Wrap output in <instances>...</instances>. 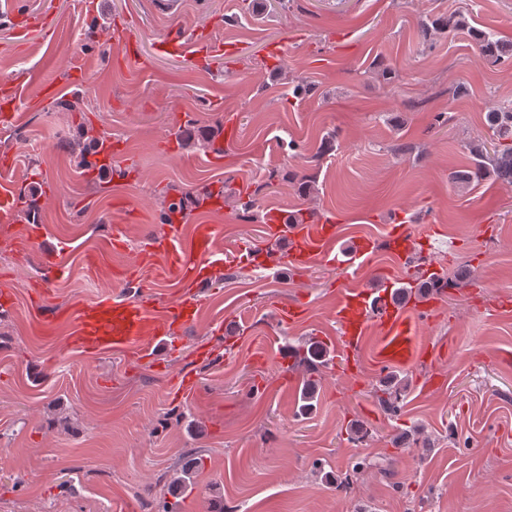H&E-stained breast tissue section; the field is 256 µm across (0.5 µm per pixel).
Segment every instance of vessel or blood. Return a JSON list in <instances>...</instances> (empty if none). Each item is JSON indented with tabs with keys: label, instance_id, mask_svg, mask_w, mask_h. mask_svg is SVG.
<instances>
[{
	"label": "vessel or blood",
	"instance_id": "vessel-or-blood-1",
	"mask_svg": "<svg viewBox=\"0 0 512 512\" xmlns=\"http://www.w3.org/2000/svg\"><path fill=\"white\" fill-rule=\"evenodd\" d=\"M158 50L178 58L185 66L203 68L210 65L215 46L205 27L200 26L183 36H164ZM267 231L271 239L287 242L288 266L293 270L308 268L329 256L336 240L335 225L325 221L292 224L284 213L272 214ZM215 236L212 224L195 225L188 233L179 224L166 225L155 236L152 250L141 254L138 276L154 272L194 288L211 283L224 265L213 250ZM419 241V235L406 224L391 226L388 232L390 251L401 261L413 255ZM437 303V298L428 296L403 304L388 289L376 294L367 289H346L336 305L342 373L349 378L357 374L358 350L372 327L381 335L380 366L412 363L420 353L418 330L432 322ZM196 310L192 296L158 308L154 293L147 288L120 301L105 294L63 311L45 312L39 301L31 305L43 328L69 325L66 344L70 348L88 353L112 349L145 360L153 359L155 344L178 342Z\"/></svg>",
	"mask_w": 512,
	"mask_h": 512
}]
</instances>
